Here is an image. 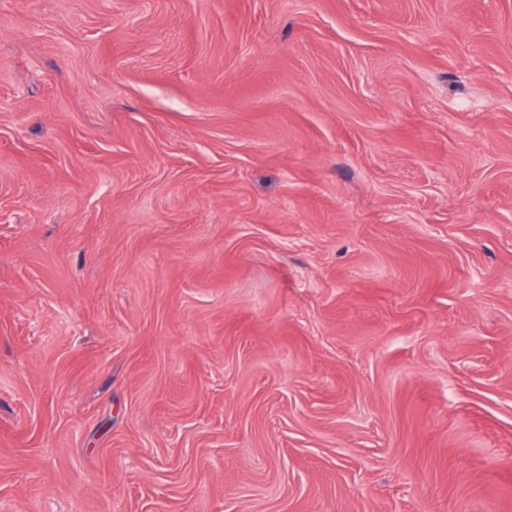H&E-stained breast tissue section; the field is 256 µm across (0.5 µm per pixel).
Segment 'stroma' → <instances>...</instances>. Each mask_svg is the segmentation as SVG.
Segmentation results:
<instances>
[{
	"label": "stroma",
	"mask_w": 512,
	"mask_h": 512,
	"mask_svg": "<svg viewBox=\"0 0 512 512\" xmlns=\"http://www.w3.org/2000/svg\"><path fill=\"white\" fill-rule=\"evenodd\" d=\"M0 512H512V0H0Z\"/></svg>",
	"instance_id": "1"
}]
</instances>
